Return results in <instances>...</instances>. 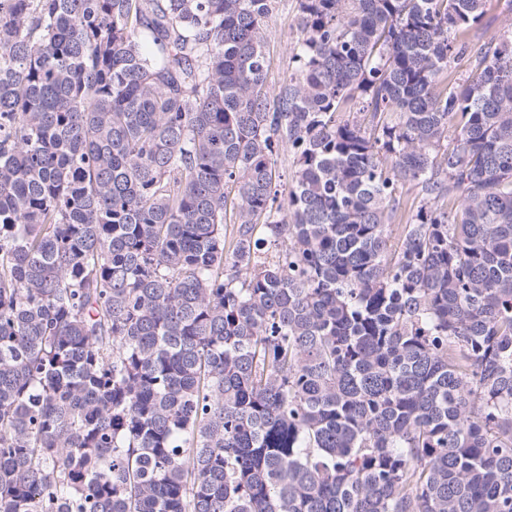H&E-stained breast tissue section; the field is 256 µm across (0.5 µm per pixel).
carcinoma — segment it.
<instances>
[{
    "label": "carcinoma",
    "mask_w": 512,
    "mask_h": 512,
    "mask_svg": "<svg viewBox=\"0 0 512 512\" xmlns=\"http://www.w3.org/2000/svg\"><path fill=\"white\" fill-rule=\"evenodd\" d=\"M296 2L0 0V512H512V23ZM296 0H272V11L266 22V53L269 64L268 86L275 92L288 76L296 46Z\"/></svg>",
    "instance_id": "cac0c4a2"
}]
</instances>
